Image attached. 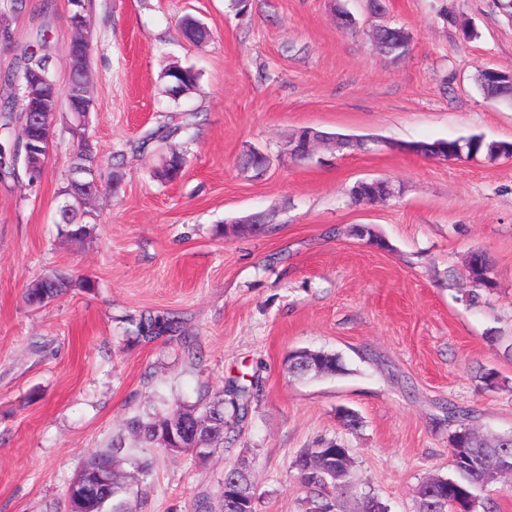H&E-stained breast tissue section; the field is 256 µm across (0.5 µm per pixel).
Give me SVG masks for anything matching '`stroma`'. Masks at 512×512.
Listing matches in <instances>:
<instances>
[{
    "instance_id": "obj_1",
    "label": "stroma",
    "mask_w": 512,
    "mask_h": 512,
    "mask_svg": "<svg viewBox=\"0 0 512 512\" xmlns=\"http://www.w3.org/2000/svg\"><path fill=\"white\" fill-rule=\"evenodd\" d=\"M507 0H85L94 37L97 106L85 133L117 188L94 202V231L74 240L58 223V189L76 140L57 119L35 188L0 185V512H67L66 490L127 419L165 394L194 403L200 386L248 374L260 386L224 450L206 461L140 449L149 477L130 475L137 512H194L225 469L253 465L257 512H305L293 465L305 448L345 442L354 481L388 507L414 512L418 486L448 475L447 409L480 431L512 432V158L438 160L398 151L414 141L482 136L512 142V104L484 97L478 70L512 72ZM356 20L338 28L336 9ZM213 33L195 44L183 16ZM405 28L407 56L382 57L368 32ZM173 62L200 75L171 101ZM199 125L178 181L153 176L156 146L137 144L167 116ZM312 126L362 139V150L318 147L304 164L281 152ZM270 158L255 178L247 148ZM385 178L387 200L356 205L355 182ZM268 214L265 232L215 228ZM369 224L378 250L347 234ZM485 251L497 286L467 306L465 260ZM64 269L88 287L34 308L29 283ZM178 316L173 336L144 344L136 321ZM195 357H188L185 339ZM339 353L345 374L299 379L296 349ZM481 369L509 387L483 389ZM363 425L346 430L340 409Z\"/></svg>"
}]
</instances>
